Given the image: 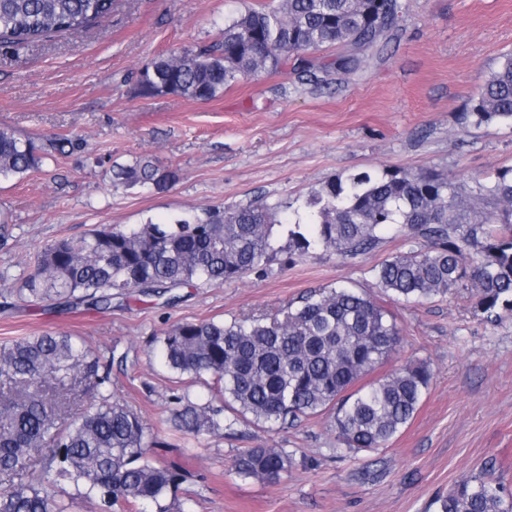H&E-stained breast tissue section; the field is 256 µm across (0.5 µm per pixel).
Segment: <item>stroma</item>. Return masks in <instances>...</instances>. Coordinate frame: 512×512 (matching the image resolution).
<instances>
[{"instance_id": "obj_1", "label": "stroma", "mask_w": 512, "mask_h": 512, "mask_svg": "<svg viewBox=\"0 0 512 512\" xmlns=\"http://www.w3.org/2000/svg\"><path fill=\"white\" fill-rule=\"evenodd\" d=\"M268 2L116 0L109 17L79 35L0 45V126L85 144L0 182V212L13 222L0 241L1 296L18 288L34 250L103 224L167 222L257 200L280 204L293 220L311 191L339 176L404 167L470 184L512 167L511 126L461 123L512 52V0H401L396 27L360 50L359 68L317 84L282 70L206 102L137 94V75L154 58L211 43L225 18ZM144 156L176 170V182L162 192L113 187L106 161ZM426 247L389 234L348 260L322 253L292 263L279 253L240 280L183 289L174 307L121 295L105 313L21 305L0 313V344L54 331L103 356L126 355L112 388L161 430L155 457L182 469L177 500L186 512H437L436 498L488 459L512 487V316L484 320L465 292L395 305L400 344L388 365L425 363L432 384L387 447L341 457L324 415L278 433L245 425L232 438L171 431V394L196 401L208 389L176 382L149 347L174 323L274 310L313 288L353 285L379 296L374 268ZM272 446L294 458L281 481L235 474L242 450Z\"/></svg>"}]
</instances>
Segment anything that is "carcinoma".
I'll list each match as a JSON object with an SVG mask.
<instances>
[{
	"label": "carcinoma",
	"instance_id": "cac0c4a2",
	"mask_svg": "<svg viewBox=\"0 0 512 512\" xmlns=\"http://www.w3.org/2000/svg\"><path fill=\"white\" fill-rule=\"evenodd\" d=\"M114 0H0V44L23 47L55 33L77 35L112 13ZM398 0H279L224 23L220 41L160 56L139 73L142 97L173 94L209 101L224 89L287 65L293 56L340 45L374 44L396 25ZM360 60L340 55L324 72L349 73ZM466 126H512V54L481 87ZM83 148L72 138L36 140L0 126V181L22 179L56 155ZM112 183L166 190L178 175L147 158L113 163ZM308 222L280 218L279 204L255 201L222 214L172 222L104 224L82 237L44 245L22 277L16 300L43 306L85 303L108 309L112 291L128 297L200 284L220 286L263 270L275 228L287 232L288 260L319 252L342 259L370 253L395 229L429 242L374 268L376 299L350 285L307 291L274 315L185 321L156 347L168 370L212 380L209 398L172 396V428L193 437L237 426L285 430L329 415L345 451L385 447L414 419L433 373L407 361L369 382L399 341L395 303H420L457 290L495 321L512 313V168L466 186L427 170L360 172L309 194ZM80 388L82 415L70 413ZM160 433L112 391V360L78 336L43 332L0 344V512H63V484L98 512H183L174 499L181 470L154 460ZM293 464L284 448H248L235 473L277 482ZM495 462L458 481L438 512H512V492L493 478Z\"/></svg>",
	"mask_w": 512,
	"mask_h": 512
}]
</instances>
